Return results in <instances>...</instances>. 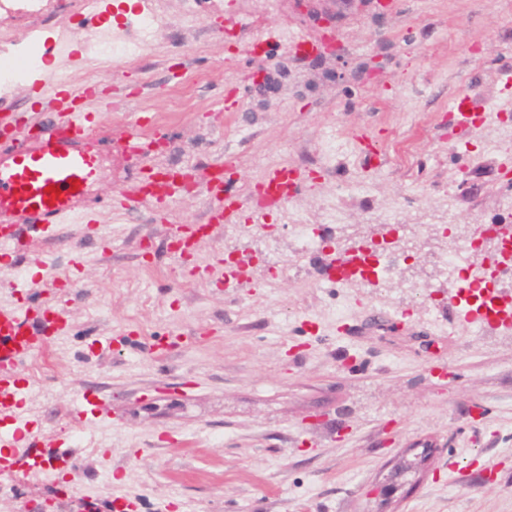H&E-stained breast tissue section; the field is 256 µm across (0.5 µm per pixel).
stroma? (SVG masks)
Masks as SVG:
<instances>
[{"label": "stroma", "instance_id": "obj_1", "mask_svg": "<svg viewBox=\"0 0 512 512\" xmlns=\"http://www.w3.org/2000/svg\"><path fill=\"white\" fill-rule=\"evenodd\" d=\"M71 2L47 29L74 33L72 53L49 67L72 94L97 90L82 106L114 143L101 195L134 191L144 165L204 174L226 161L246 196L269 166L291 164L309 179L289 211L326 246L302 250L288 211L260 220L246 205L180 263L167 239L203 222L199 188L169 206L102 209L98 233L56 225L44 245L53 266L26 263L19 287L0 285L1 307L50 301L69 323L23 371L39 384L22 393L38 441L0 447V482L16 488L0 512H25L33 494L84 512L119 492L141 512L163 501L177 512H512V263L496 264L494 240L471 256V276L501 271L502 312L474 331L460 281L438 267L473 225L498 220L512 190L501 167L512 147L487 148L494 126L475 122L448 145L451 107L512 98V0H397L384 13L327 0L340 36L310 57L293 55V37L317 42L325 29L292 0H154L153 43L117 71L83 52ZM140 116L157 120L165 149L126 153ZM361 131L376 134L380 160L356 150ZM397 232L416 246L390 277L329 279L331 256ZM226 256L247 267L235 289L210 273ZM172 331L187 342L149 358L150 340ZM77 431L97 453L72 455ZM47 461L54 480H32ZM75 466L77 493L65 488Z\"/></svg>", "mask_w": 512, "mask_h": 512}]
</instances>
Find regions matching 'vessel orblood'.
Masks as SVG:
<instances>
[{
  "label": "vessel or blood",
  "instance_id": "1",
  "mask_svg": "<svg viewBox=\"0 0 512 512\" xmlns=\"http://www.w3.org/2000/svg\"><path fill=\"white\" fill-rule=\"evenodd\" d=\"M42 87L44 108L55 113V121L0 114V256L15 266L31 257L37 240L51 237L55 225L93 223L102 201L94 192L100 161L112 148L110 140L97 135L95 114L74 107L63 95V84L46 81ZM224 173L216 166L205 183L211 205L204 223L173 227L174 258L192 253L210 226L235 223L244 203L264 215L283 208L308 180L301 168L279 164L245 198L228 187ZM141 181L144 199L170 203L194 184L195 175L188 167L163 168L143 173ZM67 332L68 320L55 306L0 308V395L7 397L4 409L13 420L12 427L0 430L1 447H14L22 433V404L16 396L20 370L41 353L48 337Z\"/></svg>",
  "mask_w": 512,
  "mask_h": 512
}]
</instances>
